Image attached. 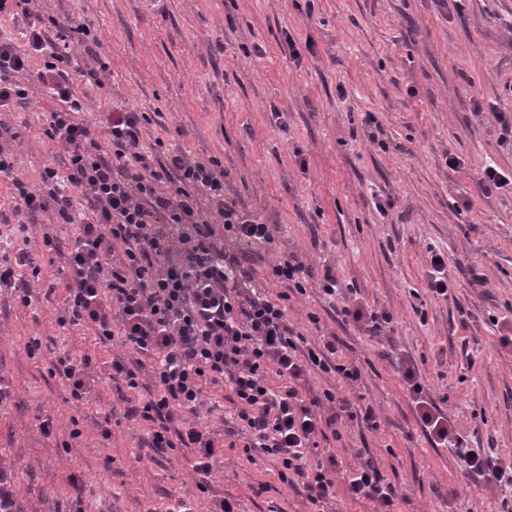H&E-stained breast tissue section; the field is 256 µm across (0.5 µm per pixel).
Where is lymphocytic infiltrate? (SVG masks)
I'll return each instance as SVG.
<instances>
[{
    "label": "lymphocytic infiltrate",
    "instance_id": "obj_1",
    "mask_svg": "<svg viewBox=\"0 0 512 512\" xmlns=\"http://www.w3.org/2000/svg\"><path fill=\"white\" fill-rule=\"evenodd\" d=\"M33 0H0V17L25 18L26 45L0 35V112L26 103L29 78L48 90L57 105L43 123V136L64 152L61 165L44 164L36 184L16 178L11 143L17 134L0 122V178L10 179L14 224L0 229V242L17 246L15 263L0 262V289L21 306L32 302L31 278L17 275L28 251V226L42 212L55 224H70V241L55 224L46 225L42 246L63 259L64 298L56 323L93 333L101 347L119 345L107 366L112 382L135 394L129 418L147 426L144 445L158 457L188 449L207 492L224 448L201 421L209 390H228L233 406L228 437L245 436L248 462L272 463L279 480L298 488L314 507L350 500L377 503L378 512H398L404 496L370 460L346 469L327 440H341L342 420L369 430L380 424L372 407H356L329 387L315 391L311 374L358 382L360 369L343 361L336 334L312 342L288 317L292 294H306L311 272L293 253L279 257L267 278L283 289L270 293L255 281L240 244L275 242L274 225L260 222L225 196V172L218 159L196 160L185 152L160 162L162 138L147 143L146 113L106 108L97 122L84 119L76 83L105 86L106 64L81 66L79 54L96 57L101 42L90 21L73 18L46 26ZM324 295L341 297L338 280L325 270ZM342 324L382 331L388 313L362 297H341ZM95 371L91 355H63L50 373L85 403ZM398 372L416 421L434 445L448 449L465 477L484 478L512 512V458L470 447L447 412L424 389L412 361Z\"/></svg>",
    "mask_w": 512,
    "mask_h": 512
}]
</instances>
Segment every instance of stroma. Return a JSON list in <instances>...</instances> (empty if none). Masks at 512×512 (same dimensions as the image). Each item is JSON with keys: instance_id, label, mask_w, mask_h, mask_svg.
Wrapping results in <instances>:
<instances>
[{"instance_id": "stroma-1", "label": "stroma", "mask_w": 512, "mask_h": 512, "mask_svg": "<svg viewBox=\"0 0 512 512\" xmlns=\"http://www.w3.org/2000/svg\"><path fill=\"white\" fill-rule=\"evenodd\" d=\"M36 8L98 30L110 75L86 100L87 120L111 104L147 113L149 136L170 152L218 158L227 196L277 225V247L248 248L257 278L285 249L316 277L332 268L391 314V337L372 338L339 325L316 282L288 304L306 336L335 332L361 368V382L341 391L372 405L381 428L347 424L341 444L361 449L408 495L402 512H498L491 493L422 435L384 354L412 358L473 447L512 455V184L489 197L477 188L487 161L512 171V145L494 119L512 113V0H163L158 8L38 0ZM290 39L301 60L290 56ZM29 100L0 119L18 134L15 172L32 183L58 150L41 134L53 100L39 89ZM450 155L460 166L448 167ZM51 222L42 213L29 227V261L42 270L31 305L0 295V385L10 391L0 402V458L18 463L19 510L160 512L195 490L185 457L149 461L145 430L127 418L109 379L95 380L79 406L48 372L65 352L111 356L82 329L55 323L61 300L49 288L62 264L37 245ZM432 247L448 255L454 299L427 288ZM461 264L474 266L482 284L461 277ZM32 338L41 343L35 358L25 348ZM49 415L58 419L50 437L40 428ZM75 424L82 435L73 439ZM224 497L241 512H313L269 463L250 464L237 447L225 449L196 512Z\"/></svg>"}]
</instances>
